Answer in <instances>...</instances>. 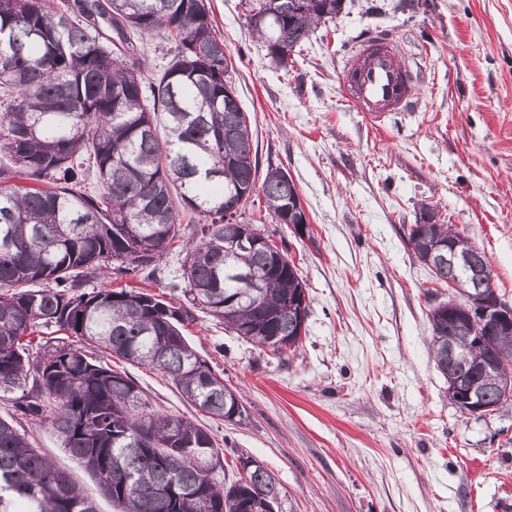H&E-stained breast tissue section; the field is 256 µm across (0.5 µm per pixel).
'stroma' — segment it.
<instances>
[{
    "mask_svg": "<svg viewBox=\"0 0 512 512\" xmlns=\"http://www.w3.org/2000/svg\"><path fill=\"white\" fill-rule=\"evenodd\" d=\"M251 0H209L247 112L260 168L288 171L308 224L275 240L308 284L297 351L277 355L195 310L189 339L244 419L196 411L171 381L112 361L155 409L208 428L227 480L238 456L260 460L281 487L278 512H512V407L483 417L448 397L430 347V308L452 292L407 245L422 205L484 252L512 306V0H345L287 68L248 23ZM379 32L413 71L407 111L369 125L342 75ZM95 503L114 512L54 433L25 424Z\"/></svg>",
    "mask_w": 512,
    "mask_h": 512,
    "instance_id": "1",
    "label": "stroma"
}]
</instances>
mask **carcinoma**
Returning a JSON list of instances; mask_svg holds the SVG:
<instances>
[{
	"label": "carcinoma",
	"instance_id": "obj_1",
	"mask_svg": "<svg viewBox=\"0 0 512 512\" xmlns=\"http://www.w3.org/2000/svg\"><path fill=\"white\" fill-rule=\"evenodd\" d=\"M343 5L257 0L249 25L286 69ZM134 35L173 43L152 84L130 58ZM229 67L208 0H0V90L11 95L0 114V400L13 407L0 418V512H96L19 432L24 421L57 433L115 512H245L258 491L279 501L280 484L265 468L219 483L210 463L223 455L210 431L153 409L126 372L96 356L160 371L184 400L222 420L246 409L189 343L191 309L275 353L299 347V318L282 306L296 298L309 308L306 283L265 226L237 217L257 193L275 224H300L306 212L290 175L259 174L249 116L224 95ZM87 157L99 183L93 193L82 186ZM240 197L238 211L224 214ZM182 209L202 223L186 244L183 283L167 288L188 306L128 284L84 290L97 269L155 274L181 237ZM422 213L409 244L438 280L462 296L493 282L484 252L434 221L430 207ZM255 232L263 246H233ZM454 251L470 255L482 276L462 273L448 260ZM429 323L457 409L469 412L470 391L480 395L481 416L512 404V325H473L465 303L452 299L430 310ZM493 357L498 372L483 373Z\"/></svg>",
	"mask_w": 512,
	"mask_h": 512
}]
</instances>
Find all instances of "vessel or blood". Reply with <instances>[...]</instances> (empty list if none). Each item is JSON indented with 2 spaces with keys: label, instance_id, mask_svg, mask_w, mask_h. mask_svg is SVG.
Instances as JSON below:
<instances>
[{
  "label": "vessel or blood",
  "instance_id": "obj_1",
  "mask_svg": "<svg viewBox=\"0 0 512 512\" xmlns=\"http://www.w3.org/2000/svg\"><path fill=\"white\" fill-rule=\"evenodd\" d=\"M343 88L353 107L377 124L386 113L408 108L412 73L397 47L378 36L350 58L343 75Z\"/></svg>",
  "mask_w": 512,
  "mask_h": 512
}]
</instances>
